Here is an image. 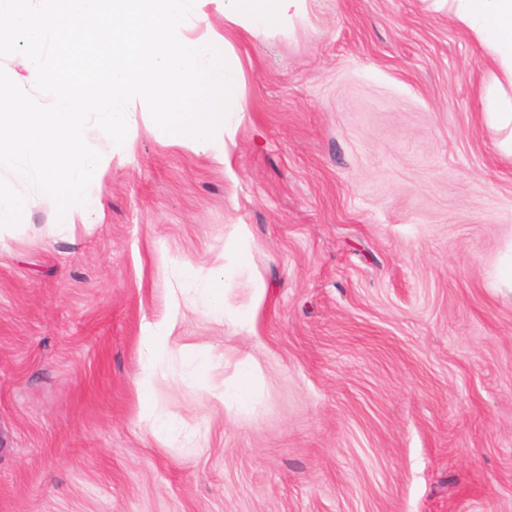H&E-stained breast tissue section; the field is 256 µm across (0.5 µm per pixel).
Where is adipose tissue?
I'll list each match as a JSON object with an SVG mask.
<instances>
[{
    "instance_id": "ef3b65f1",
    "label": "adipose tissue",
    "mask_w": 512,
    "mask_h": 512,
    "mask_svg": "<svg viewBox=\"0 0 512 512\" xmlns=\"http://www.w3.org/2000/svg\"><path fill=\"white\" fill-rule=\"evenodd\" d=\"M435 10L445 12L455 24L481 47L490 63L489 80L485 85L486 98L491 103L484 113L485 124L496 135V147L512 157V0H431ZM249 256L245 225H236L224 254L226 268L190 269L180 284L181 292L203 287L207 290L213 309L225 323L241 330H253L254 305L231 301L226 287V271L246 265ZM176 328L175 318L156 323L144 340L147 361L144 364L137 389L149 394L155 369L168 350Z\"/></svg>"
}]
</instances>
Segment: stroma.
Returning <instances> with one entry per match:
<instances>
[{"instance_id":"1","label":"stroma","mask_w":512,"mask_h":512,"mask_svg":"<svg viewBox=\"0 0 512 512\" xmlns=\"http://www.w3.org/2000/svg\"><path fill=\"white\" fill-rule=\"evenodd\" d=\"M308 7L233 45V174L147 121L96 209L0 176L29 199L0 216V512H512V159L482 50L429 0ZM238 224L230 294L265 288L251 333L204 294L170 303ZM171 315L148 398L170 442L136 378ZM244 352L260 392L230 410Z\"/></svg>"}]
</instances>
